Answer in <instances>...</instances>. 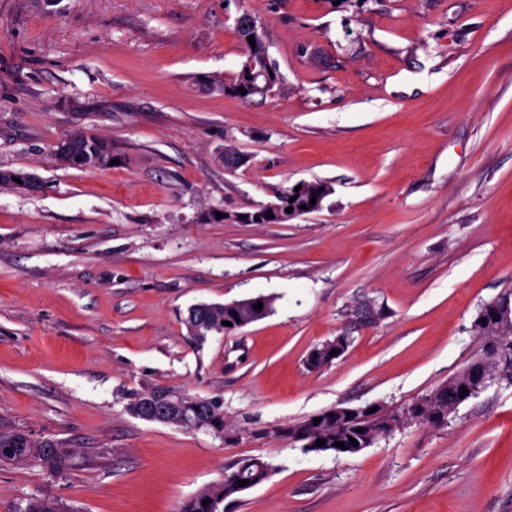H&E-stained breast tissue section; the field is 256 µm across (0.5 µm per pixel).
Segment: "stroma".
<instances>
[{
	"label": "stroma",
	"instance_id": "35a3bbf8",
	"mask_svg": "<svg viewBox=\"0 0 512 512\" xmlns=\"http://www.w3.org/2000/svg\"><path fill=\"white\" fill-rule=\"evenodd\" d=\"M245 14L282 82L246 99ZM81 127L112 169L58 165ZM0 170L41 182L0 187V432L74 451L0 462V512H180L249 457L275 470L224 512H512L504 382L356 454L276 435L403 408L481 351L512 290V0H0ZM316 181L322 210L239 221ZM259 295L262 320L189 336L191 305ZM151 384L219 400L236 437L133 417Z\"/></svg>",
	"mask_w": 512,
	"mask_h": 512
}]
</instances>
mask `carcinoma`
<instances>
[{"mask_svg": "<svg viewBox=\"0 0 512 512\" xmlns=\"http://www.w3.org/2000/svg\"><path fill=\"white\" fill-rule=\"evenodd\" d=\"M239 33L243 39L252 36L255 47L248 48L246 59L234 84L224 86V90L240 94L238 88L247 90L244 97L253 94H267L278 84L279 78L276 70L271 66L266 56L265 45L258 34L257 27L251 19L239 24ZM68 141L75 149L76 160L72 161L73 168L100 169V162L112 158V142L104 137L91 136L83 130H78L68 137ZM331 193L330 186L322 181L301 184L300 190L287 188L277 196V207L271 208L266 204L257 205V209L238 216L246 223L259 222L261 224H282L296 216L318 211L322 208L324 199ZM316 196V203H310L311 196ZM295 201H290L291 197ZM292 211L285 212L286 208ZM273 217H267V214ZM192 315L185 318L187 329L191 330L196 342H204L208 336L216 333H227L230 328L222 325L224 321V305L217 304L213 308L202 310L200 305L190 307ZM344 340L338 336L336 340L327 342L314 348L316 355H308L307 366L311 370L320 369L335 360L330 352L336 343ZM472 376L469 367L448 379L436 391V398L429 412L433 415L432 422L445 424L448 421V392L452 391L468 399L463 389H471ZM141 400L148 401L142 413L137 418L145 421H154L151 409H163L167 417L166 423L180 426L198 425L213 435L223 434L229 430L224 420L222 404L217 400L191 396L188 393L173 387L158 384L145 385L129 395L128 405L132 406ZM319 423H314V417L303 422L280 429V437L289 442L302 443L306 451L314 452H343V449L334 446L342 442L345 447L351 448L353 444L349 438L353 437L362 444H373L386 436V430L381 427L384 421L397 423L403 419L412 418L407 408L397 411L379 409L373 413H365L359 407L328 408L320 413ZM325 440L322 447L316 446V441ZM38 461L46 469L60 473L70 467L72 451L64 443L51 439L36 440L23 432H14L0 435V461L16 464L28 461ZM274 472V466L267 460L251 457L234 464V470L224 478L209 484L189 497L182 505L181 512H219L220 505L227 499H235L246 490L259 485ZM245 480L247 485L240 486L238 481ZM67 505L57 497L44 495L31 499L23 512H64Z\"/></svg>", "mask_w": 512, "mask_h": 512, "instance_id": "1", "label": "carcinoma"}]
</instances>
